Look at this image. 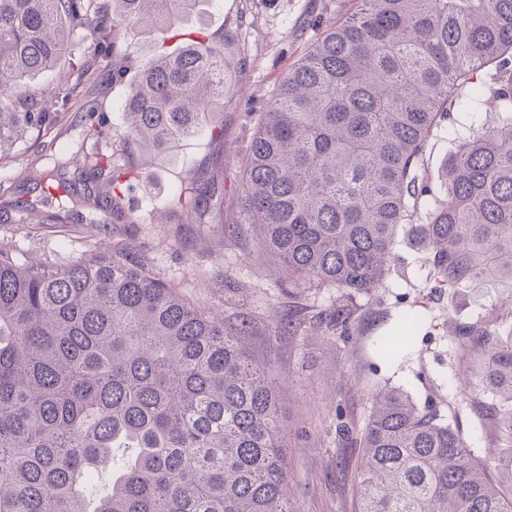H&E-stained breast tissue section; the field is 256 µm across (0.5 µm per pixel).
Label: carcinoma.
Instances as JSON below:
<instances>
[{
  "instance_id": "1",
  "label": "carcinoma",
  "mask_w": 512,
  "mask_h": 512,
  "mask_svg": "<svg viewBox=\"0 0 512 512\" xmlns=\"http://www.w3.org/2000/svg\"><path fill=\"white\" fill-rule=\"evenodd\" d=\"M200 0H0V163L57 124L96 83L137 70L121 138L163 152L212 120L241 62L198 32L171 52ZM89 30L95 82L69 66L53 98L30 82ZM493 73L496 110L444 172L445 199L419 230L435 287L491 288L512 314V0H356L281 78L242 163L245 223L288 278L346 301L381 283L398 225L430 192L418 171L450 110L475 112ZM107 156L77 168L99 180ZM215 182L175 196L182 223L224 219ZM246 325L186 300L121 248L66 265L0 245V512H292L276 390ZM464 392L512 447V334L494 317L457 326ZM359 512H512V453L476 459L462 435L396 389L372 399L362 435Z\"/></svg>"
}]
</instances>
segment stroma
<instances>
[{"label":"stroma","mask_w":512,"mask_h":512,"mask_svg":"<svg viewBox=\"0 0 512 512\" xmlns=\"http://www.w3.org/2000/svg\"><path fill=\"white\" fill-rule=\"evenodd\" d=\"M352 6V0H202L187 29L231 35L242 53L237 93L214 105L223 139L203 131L171 157L109 140L123 125L127 84L117 80L97 90L95 119L106 139L88 136L75 103L53 128L0 164V244L61 264L133 244L156 278L223 316L225 324L249 323L250 350L278 390L288 431L293 512H356L355 439L368 419L372 393L381 388L402 390L421 408L437 409L478 459H486L496 444L481 417L483 396L459 390L460 364L448 335L449 322L466 326L491 314L495 295L486 288L435 289L430 255L416 233L443 200L445 166L474 120H499L492 97H485L481 115L451 112L430 137L420 169L430 193L410 223L398 226L395 260L380 286L353 294L347 330L337 329L332 319L335 289L289 285L277 259L259 247L243 222L240 166L259 113L324 25ZM99 148L111 149L112 170L129 185L115 207L85 204L96 186L75 173V155ZM56 173L64 174L82 201L78 217L61 224L52 223L57 210L46 204L47 193L38 184ZM192 174L223 183V223L181 224L172 214L171 201ZM26 205L42 211L48 223H22ZM228 224L238 227L229 240ZM412 313L421 319L414 345L386 357L383 338L397 333ZM283 319L291 320L294 331L275 335Z\"/></svg>","instance_id":"1"}]
</instances>
